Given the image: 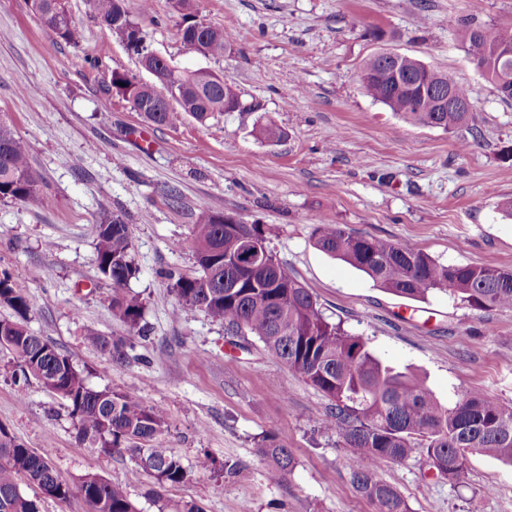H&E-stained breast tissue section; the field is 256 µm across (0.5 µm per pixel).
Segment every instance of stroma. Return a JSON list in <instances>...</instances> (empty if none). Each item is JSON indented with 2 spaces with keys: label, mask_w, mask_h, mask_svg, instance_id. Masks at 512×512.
Wrapping results in <instances>:
<instances>
[{
  "label": "stroma",
  "mask_w": 512,
  "mask_h": 512,
  "mask_svg": "<svg viewBox=\"0 0 512 512\" xmlns=\"http://www.w3.org/2000/svg\"><path fill=\"white\" fill-rule=\"evenodd\" d=\"M125 0L148 48L176 67L206 69L239 88L246 112L206 122L181 113L155 126L112 86L113 73L150 81L135 54L68 0L78 44L62 41L26 0H0V115L27 145L50 204L0 202V268L32 302L28 326L67 354L87 385L162 408V443L193 469L153 495L130 481L134 456L101 455L79 439L65 402L30 383L18 401L0 352V425L34 450L50 449L60 477L93 473L126 484L139 512H376L355 493L350 449L318 420L327 401L254 336L227 334L199 311L174 317L169 272L195 275L192 228L201 211L263 225L267 244L313 294L328 321L363 336L374 354L425 378L444 404L469 390L512 406V310H476L444 292L415 301L374 286L318 250L313 231L411 243L445 264L512 269V101H503L459 40L468 0H195L197 20L230 30L223 57L190 50L169 0ZM397 52L449 73L473 103L467 127L406 122L365 93L370 57ZM274 121L277 142L260 128ZM468 149H461V142ZM128 224L139 269L126 285L144 304L140 332L112 312L113 288L95 264L101 204ZM124 339L115 364L85 328ZM273 434L296 458L268 477L261 440ZM210 456L214 472L196 471ZM237 476L224 475L225 466ZM381 478L410 512H512V465L472 455L458 484L418 458L386 464Z\"/></svg>",
  "instance_id": "obj_1"
}]
</instances>
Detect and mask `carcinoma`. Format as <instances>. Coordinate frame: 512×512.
I'll return each instance as SVG.
<instances>
[{
	"label": "carcinoma",
	"instance_id": "1",
	"mask_svg": "<svg viewBox=\"0 0 512 512\" xmlns=\"http://www.w3.org/2000/svg\"><path fill=\"white\" fill-rule=\"evenodd\" d=\"M171 3L182 15V40L188 42L194 38L193 0ZM27 5L59 38L72 44L81 41V30L72 22L66 0H27ZM91 8L115 39L139 59L147 58L144 34L130 19L124 0H91ZM506 37L512 38V24H483L474 17L460 32L468 57L507 102L512 101V55L497 53ZM199 39L206 55L218 57L224 55L232 37L224 28L209 25ZM378 69L367 62L360 83L390 111L424 126L437 118L445 130L467 123V112H436L431 90L437 86L449 87L459 101L470 100L468 90L447 73L405 59L401 70L409 79L397 83ZM171 85L201 123L213 112L223 111L224 102L241 98L233 83L216 86L203 69L180 71ZM112 86L131 99L134 109L143 111L149 122L167 125L176 118L174 112L153 111L161 89L121 73L112 75ZM4 200L48 205L32 172L26 143L0 117V201ZM101 209L95 261L100 275L112 282V312L134 330L144 305L120 292L138 273L131 257L129 226L111 214L108 205ZM252 230L263 253L262 264L241 269L233 259L244 252L247 235L238 230L234 218L211 211L198 217L193 227L198 275H179L173 285L181 308L223 322L233 335L258 337L272 356L323 394L328 406L321 428L335 435L339 446L353 449L349 458L352 486L376 512H409L400 492L381 480L378 472L383 464L403 463L415 452L436 477L450 483L462 478L471 454L512 465V406L496 403L475 389L452 406L441 403L421 376L384 363L364 337L328 321L309 289L268 248L263 226L254 224ZM313 243L365 273L375 286L406 299L424 300L438 290L474 309H512V270L443 264L413 245L355 236L334 224L317 225ZM0 305L13 311L12 317L0 319V351L13 355L12 378L19 397H25V385L34 379L66 400L81 438L105 455L132 453L136 458L133 479L149 476L158 489L191 479L192 471L172 449L154 444L166 426L164 411L123 393L90 388L68 355L28 328L31 299L6 270L0 271ZM85 336L112 361L126 360L123 340L93 329L86 330ZM261 453L271 462L268 476L273 481L283 479L296 465L292 451L273 434L264 437ZM22 481L56 499H66L76 490L97 512H138L126 485L87 474L73 487L60 477L49 455L26 447L0 425V512H41V499L23 494Z\"/></svg>",
	"mask_w": 512,
	"mask_h": 512
}]
</instances>
